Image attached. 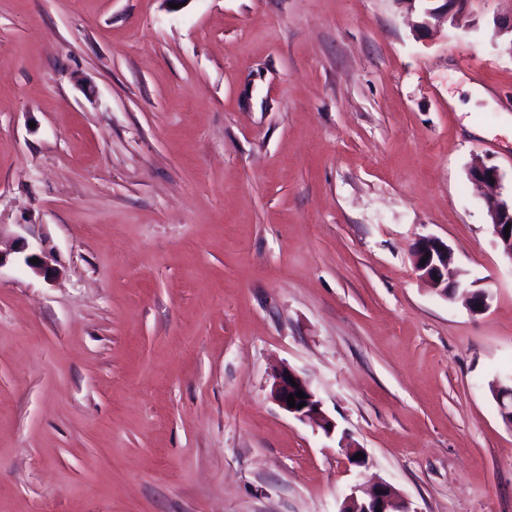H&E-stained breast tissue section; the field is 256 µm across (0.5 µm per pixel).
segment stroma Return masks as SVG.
I'll return each mask as SVG.
<instances>
[{
  "label": "stroma",
  "instance_id": "1",
  "mask_svg": "<svg viewBox=\"0 0 512 512\" xmlns=\"http://www.w3.org/2000/svg\"><path fill=\"white\" fill-rule=\"evenodd\" d=\"M0 0V512H512V0ZM447 242L474 315L419 279ZM286 364L335 421L269 397ZM363 449L349 465L345 446ZM470 179L487 189L484 203L490 218L492 235L504 261L512 265V187L510 200L502 192V174L495 165L477 164L469 169ZM493 179L494 184L490 183ZM510 224L509 238L504 229ZM412 512L409 504L396 498L392 488L380 482L368 488L353 487L338 512Z\"/></svg>",
  "mask_w": 512,
  "mask_h": 512
}]
</instances>
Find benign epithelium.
<instances>
[{"label": "benign epithelium", "mask_w": 512, "mask_h": 512, "mask_svg": "<svg viewBox=\"0 0 512 512\" xmlns=\"http://www.w3.org/2000/svg\"><path fill=\"white\" fill-rule=\"evenodd\" d=\"M466 0H445L443 8L423 9L422 20L417 28L428 30L431 20H439L449 16L450 7H461ZM470 179L487 189L484 203L490 218L492 235L495 244L504 261L512 265V231L504 236L505 226L512 225V199L502 192V174L495 165L477 164L469 169ZM19 246L14 253L23 255L25 265L35 274L44 278L54 272L53 258L50 253L41 251L37 254L26 253L28 243L22 237L18 238ZM38 258L39 262L32 263L30 259ZM412 264L419 277L426 280L440 296L455 300L461 298L467 310L472 314H482L490 307V294L484 290L474 291L465 281L454 277L449 271L451 249L446 242L436 237H424L416 244L411 254ZM296 385H291V382ZM303 392L306 398L296 397L297 392ZM504 423L512 428V384H499L495 391ZM295 396L296 407L291 408L287 403L288 396ZM271 398L286 413L303 423L311 425L315 430L322 431L330 437L336 432V422L323 410L322 402L311 388L309 382L303 379L294 369L285 365L278 369L273 377L270 391ZM305 403L300 408L298 404ZM339 512H411L409 504L396 498L392 488L380 482L368 488L353 487L344 497Z\"/></svg>", "instance_id": "benign-epithelium-1"}]
</instances>
